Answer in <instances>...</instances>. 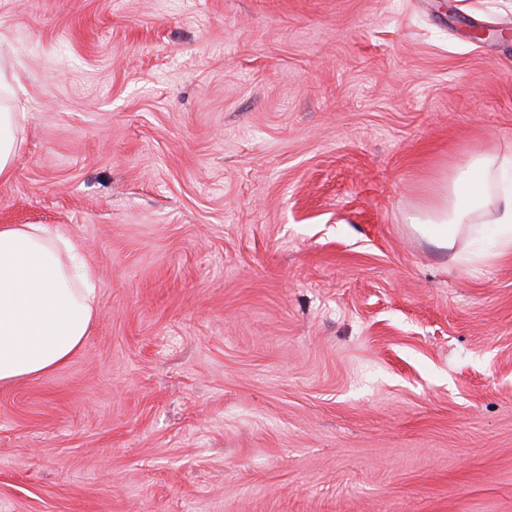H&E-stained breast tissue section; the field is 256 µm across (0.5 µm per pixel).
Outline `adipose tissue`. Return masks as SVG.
<instances>
[{
    "mask_svg": "<svg viewBox=\"0 0 512 512\" xmlns=\"http://www.w3.org/2000/svg\"><path fill=\"white\" fill-rule=\"evenodd\" d=\"M17 72L0 73V182L23 141L12 106ZM411 225L441 250L470 231L475 259L512 254V154L471 155L435 188ZM96 288L81 248L45 224L0 225V384L48 375L81 349L95 317Z\"/></svg>",
    "mask_w": 512,
    "mask_h": 512,
    "instance_id": "ef3b65f1",
    "label": "adipose tissue"
}]
</instances>
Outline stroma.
<instances>
[{"mask_svg": "<svg viewBox=\"0 0 512 512\" xmlns=\"http://www.w3.org/2000/svg\"><path fill=\"white\" fill-rule=\"evenodd\" d=\"M0 62V224L97 288L0 512H512V256L409 222L512 153V0H0ZM21 87V78L17 72L2 74L0 66V182L12 177L13 163L20 152L23 139L18 138L16 127L18 118L25 117L24 112H7L13 108L17 89Z\"/></svg>", "mask_w": 512, "mask_h": 512, "instance_id": "1", "label": "stroma"}]
</instances>
